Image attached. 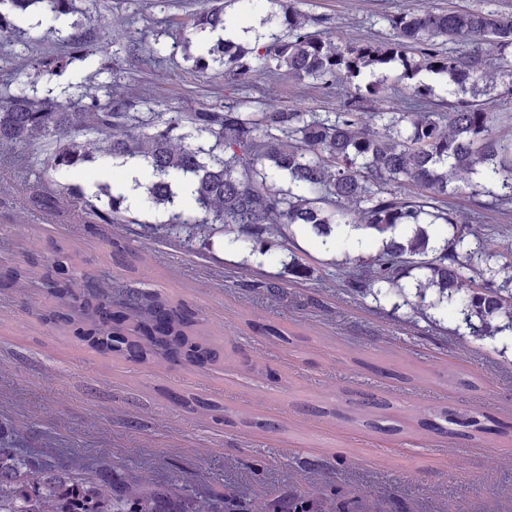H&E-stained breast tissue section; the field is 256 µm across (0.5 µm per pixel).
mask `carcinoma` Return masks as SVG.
<instances>
[{
    "instance_id": "carcinoma-1",
    "label": "carcinoma",
    "mask_w": 512,
    "mask_h": 512,
    "mask_svg": "<svg viewBox=\"0 0 512 512\" xmlns=\"http://www.w3.org/2000/svg\"><path fill=\"white\" fill-rule=\"evenodd\" d=\"M82 0H0V37L20 31L16 21L38 8L55 17L86 15ZM393 38L334 44L294 8L283 11L285 34L246 49L220 36L226 30L223 6L214 5L174 25L182 32L194 70L241 81L261 68L302 83L317 82L345 91L333 114L282 109L243 112L230 100L198 112H136L137 102L108 96L100 100L86 89L81 98L40 96L22 86L0 101V147L23 144L48 148L43 161L45 188L30 197L42 210L63 207L81 190L61 181L102 151L123 163L137 160L152 170L146 203L166 219L155 230L186 244L200 238L211 245L217 233H231L229 244L257 251L273 232L288 240L295 230L328 236L346 223L349 204L359 206V227L381 238L382 247L367 261L345 259L336 287L358 297H397L413 313L426 315L455 298L468 335L492 337L512 329V246L490 266L493 255L482 244L484 211L512 208V137L494 133L502 117L488 103L463 94L486 80L485 48H512V13L457 8L399 11L385 15ZM82 23L71 24L65 50L46 62L25 57L26 66L51 79L75 60L105 56L101 42L89 41ZM458 45L445 51L442 44ZM441 83L447 111L432 102L433 87L422 73ZM401 96L397 112L372 113V125L360 115L379 98ZM181 131L176 136L174 132ZM178 138L180 146L172 145ZM475 174L481 190L474 197V226L460 227L448 198L463 192L460 173ZM277 180L288 182L276 190ZM188 185L195 204L183 210L174 187ZM491 198L489 202L477 196ZM125 197L101 189L86 201L82 223L96 233L100 224L127 221ZM444 224L452 235L431 244L429 228ZM77 252L56 244L43 279L59 306L47 321L65 329L91 349L129 360L184 362L203 368L220 360L222 346L209 338L198 313L183 301L158 292L90 279L77 271ZM417 270L419 274L411 276ZM413 277L410 283L404 282ZM255 292L276 295L283 279L269 277L249 284ZM413 289L408 294L406 289ZM432 296L434 300L427 302ZM184 407L220 413L229 425L277 429L273 423L229 410L196 397L177 396ZM392 406L386 401L359 405L364 425L383 426ZM435 420H417L422 429L472 437L492 430L506 434L512 426L489 415L478 419L446 407ZM0 512H224V504L194 505L169 488L136 489L110 468L88 478L53 472L36 456L15 446L0 431Z\"/></svg>"
}]
</instances>
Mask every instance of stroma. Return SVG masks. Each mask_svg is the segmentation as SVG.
<instances>
[{"label": "stroma", "instance_id": "obj_1", "mask_svg": "<svg viewBox=\"0 0 512 512\" xmlns=\"http://www.w3.org/2000/svg\"><path fill=\"white\" fill-rule=\"evenodd\" d=\"M226 18L249 42L281 34L284 8L317 18L332 42L384 40V20L399 10L492 7L512 13V0H223ZM207 0H96L85 30L89 37L122 35L142 50L120 51L112 72L77 62L49 83L55 94L77 96L85 85H111L153 110L167 98L174 111L194 112L231 98L244 111L295 109L336 112L334 89L307 86L258 72L245 82L210 80L184 55L173 17L183 18ZM71 31L69 19L43 14L24 24L20 38H0V69L18 54L51 57ZM160 44L162 62L148 46ZM489 81L476 97L512 113V77L497 69L489 48ZM121 162L99 153L69 177L93 194L119 182ZM39 186L37 172L20 173L0 162V264L29 270L21 287H0V428L21 434L19 447L50 469L84 477L106 465L144 489L169 485L200 502L216 496L238 501L244 512H272L274 504L305 497L323 512H394L406 498L410 512H512V434L464 440L430 434L406 424L413 410L429 415L446 407L489 413L512 424V333L477 340L457 335L454 307L432 309L437 328L394 309L325 287L336 264L369 258L379 240L298 232L293 246L270 237L265 253L227 246L192 251L151 239L149 227L163 212L130 208L129 223L107 224L90 235L79 215L82 201L47 213L27 203ZM122 236L123 257L112 258L109 238ZM75 249L80 273L147 288L185 300L223 344L224 360L207 369L138 363L102 356L74 336L42 324L54 307L40 276L52 244ZM312 274L286 283L280 297L246 286L247 270L280 276L291 255ZM275 324L293 333L291 343L253 330ZM268 367L260 375L251 364ZM457 370L478 379L479 390L447 382ZM411 381H403V374ZM194 394L279 424L278 432L224 425L201 410L183 408L177 395ZM378 398L394 406L400 433L352 420V402Z\"/></svg>", "mask_w": 512, "mask_h": 512}]
</instances>
